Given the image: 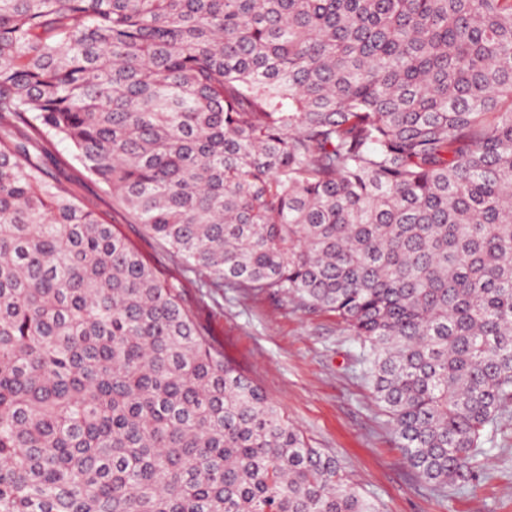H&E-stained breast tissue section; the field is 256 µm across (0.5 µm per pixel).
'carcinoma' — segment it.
Returning a JSON list of instances; mask_svg holds the SVG:
<instances>
[{
    "label": "carcinoma",
    "mask_w": 512,
    "mask_h": 512,
    "mask_svg": "<svg viewBox=\"0 0 512 512\" xmlns=\"http://www.w3.org/2000/svg\"><path fill=\"white\" fill-rule=\"evenodd\" d=\"M170 256L336 315L395 447L512 412V0H0V512H379L224 361Z\"/></svg>",
    "instance_id": "cac0c4a2"
}]
</instances>
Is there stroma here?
<instances>
[{
  "instance_id": "obj_1",
  "label": "stroma",
  "mask_w": 512,
  "mask_h": 512,
  "mask_svg": "<svg viewBox=\"0 0 512 512\" xmlns=\"http://www.w3.org/2000/svg\"><path fill=\"white\" fill-rule=\"evenodd\" d=\"M53 153L51 179L74 189L82 205L116 225L162 277L180 284L225 360L261 387L310 445L337 457L347 484L381 512H512V420L482 457L476 491H431L405 465L389 418L352 358L353 340L335 315L243 288L200 287L197 274L113 206L74 160L69 142L56 141Z\"/></svg>"
}]
</instances>
